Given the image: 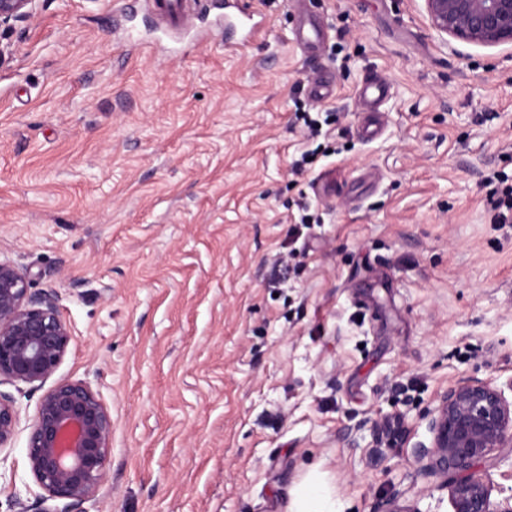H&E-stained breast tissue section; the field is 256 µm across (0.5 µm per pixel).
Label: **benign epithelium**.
Returning a JSON list of instances; mask_svg holds the SVG:
<instances>
[{
    "instance_id": "benign-epithelium-1",
    "label": "benign epithelium",
    "mask_w": 512,
    "mask_h": 512,
    "mask_svg": "<svg viewBox=\"0 0 512 512\" xmlns=\"http://www.w3.org/2000/svg\"><path fill=\"white\" fill-rule=\"evenodd\" d=\"M36 0H0V28L31 17ZM431 27L469 44L512 45V0H424ZM72 332L57 292L33 293L25 272L0 260V385L43 386L67 355ZM19 423L13 396L0 392V449ZM427 429L429 443L413 447L422 471L439 480L451 512H512V495L492 500L494 485L478 463L512 447V400L491 380H458L440 398ZM112 415L85 381L60 380L41 396L30 425L27 463L42 490L38 512H83L105 478ZM373 512H421L399 495Z\"/></svg>"
}]
</instances>
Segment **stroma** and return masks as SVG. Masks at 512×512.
Listing matches in <instances>:
<instances>
[{
  "label": "stroma",
  "mask_w": 512,
  "mask_h": 512,
  "mask_svg": "<svg viewBox=\"0 0 512 512\" xmlns=\"http://www.w3.org/2000/svg\"><path fill=\"white\" fill-rule=\"evenodd\" d=\"M239 5L261 22L245 46L198 10L156 37L128 0H36L0 35V260L59 293L54 377L112 414L84 508L293 512L316 480L338 512H449L412 447L458 379H512V45L442 39L423 0H309L328 28L310 55L293 0ZM373 77L390 92L368 138ZM299 103L329 120L297 174ZM6 391L0 512L40 492L41 392ZM389 90L390 86L386 82L372 78L362 85L358 97L364 105L372 109L388 94ZM19 423V409L10 394L0 390V450L8 448Z\"/></svg>",
  "instance_id": "1"
}]
</instances>
